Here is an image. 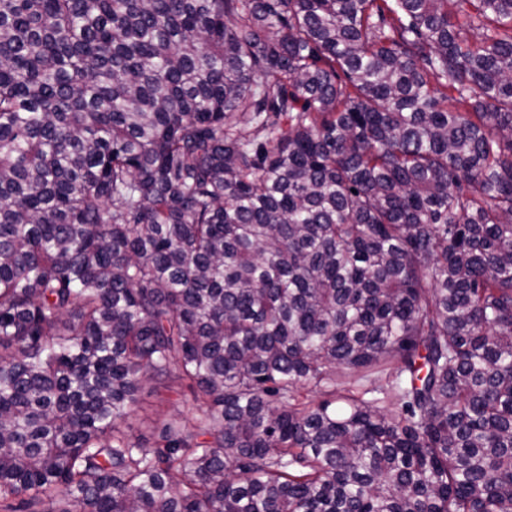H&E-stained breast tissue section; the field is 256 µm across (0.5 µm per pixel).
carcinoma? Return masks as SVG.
Segmentation results:
<instances>
[{
	"instance_id": "obj_1",
	"label": "carcinoma",
	"mask_w": 512,
	"mask_h": 512,
	"mask_svg": "<svg viewBox=\"0 0 512 512\" xmlns=\"http://www.w3.org/2000/svg\"><path fill=\"white\" fill-rule=\"evenodd\" d=\"M0 512H512V0H0ZM193 411L189 395L166 392L163 389L156 391L153 384H147L142 390L139 408L130 420L133 426L132 433L136 438L151 445L154 441L151 421L158 415L169 417L181 413L183 416H189Z\"/></svg>"
}]
</instances>
